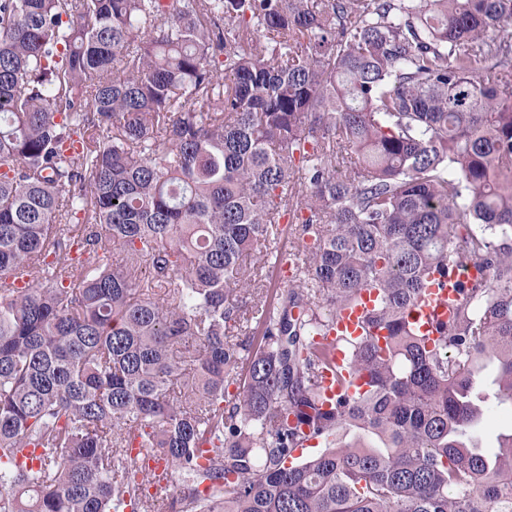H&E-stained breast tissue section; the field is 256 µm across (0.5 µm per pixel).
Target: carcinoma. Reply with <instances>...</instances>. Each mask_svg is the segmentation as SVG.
Returning a JSON list of instances; mask_svg holds the SVG:
<instances>
[{"instance_id": "carcinoma-1", "label": "carcinoma", "mask_w": 512, "mask_h": 512, "mask_svg": "<svg viewBox=\"0 0 512 512\" xmlns=\"http://www.w3.org/2000/svg\"><path fill=\"white\" fill-rule=\"evenodd\" d=\"M511 24L512 0H0V512H512V431L480 435L512 404ZM282 219L296 245L246 264ZM455 269L429 343L407 313ZM367 288L364 336L316 341ZM512 427V415L509 407L489 409L482 426V434L487 444H492L500 432L509 431Z\"/></svg>"}]
</instances>
